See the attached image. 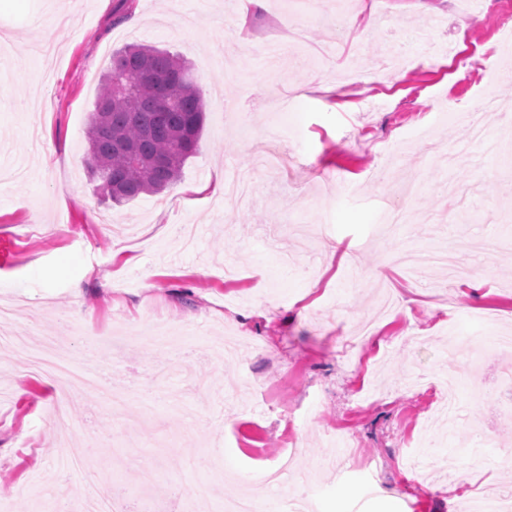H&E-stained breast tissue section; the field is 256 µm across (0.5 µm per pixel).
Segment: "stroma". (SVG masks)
Instances as JSON below:
<instances>
[{
	"mask_svg": "<svg viewBox=\"0 0 512 512\" xmlns=\"http://www.w3.org/2000/svg\"><path fill=\"white\" fill-rule=\"evenodd\" d=\"M312 2L310 13L303 0L0 6V163L29 170L0 184V302L17 305L5 326L54 336L77 363L89 343L77 324L98 329L117 345L107 382L127 395L115 408L84 393L65 428L59 382L27 355L0 361V512L81 501V475L65 470L75 457L92 460L100 495L122 485L127 512H219L285 456L309 475L317 512H461L456 485L512 490V462L469 445L475 424L507 434L512 414L476 388L512 378V351L488 363L448 352L452 336L512 334V249L495 246L512 239V0ZM341 3L363 18L342 41L327 23ZM129 44L191 65L205 124L172 188L116 205L95 190L86 132L112 53ZM470 55L508 66L487 84L456 70ZM347 68L364 81L341 79ZM486 94L499 105L485 117L494 151L457 119ZM248 127L280 130L293 164L258 174L247 205L195 199L215 167L255 172ZM437 146L468 157L452 173L458 198L440 192ZM384 167L395 179H377ZM414 176L415 219L386 223L381 200ZM178 224L195 225V250L175 241ZM337 240L399 299L376 338L354 333L379 292L325 252ZM117 245L130 264L113 262ZM183 328L193 337L175 347L149 336ZM339 432L379 468L328 466L325 439Z\"/></svg>",
	"mask_w": 512,
	"mask_h": 512,
	"instance_id": "35a3bbf8",
	"label": "stroma"
}]
</instances>
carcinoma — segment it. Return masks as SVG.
<instances>
[{"instance_id":"carcinoma-1","label":"carcinoma","mask_w":512,"mask_h":512,"mask_svg":"<svg viewBox=\"0 0 512 512\" xmlns=\"http://www.w3.org/2000/svg\"><path fill=\"white\" fill-rule=\"evenodd\" d=\"M132 81L129 94L115 77ZM203 102L188 63L145 45L112 53L87 133L88 165L98 188L121 204L157 194L179 178L198 149Z\"/></svg>"}]
</instances>
